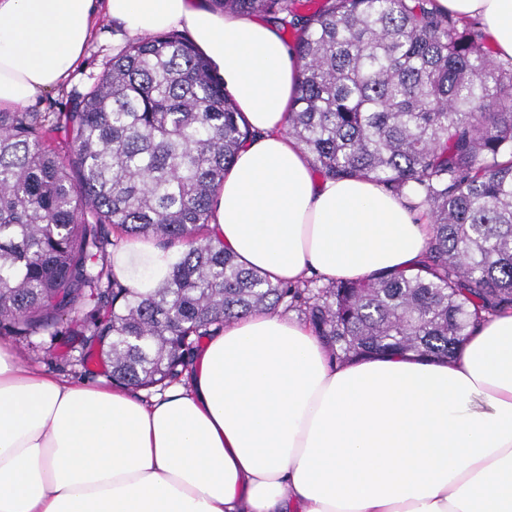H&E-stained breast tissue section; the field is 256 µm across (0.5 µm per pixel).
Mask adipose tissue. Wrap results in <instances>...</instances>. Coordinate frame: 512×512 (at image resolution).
<instances>
[{
	"instance_id": "1",
	"label": "adipose tissue",
	"mask_w": 512,
	"mask_h": 512,
	"mask_svg": "<svg viewBox=\"0 0 512 512\" xmlns=\"http://www.w3.org/2000/svg\"><path fill=\"white\" fill-rule=\"evenodd\" d=\"M437 3L512 57V0ZM102 12L134 39L188 32L253 131L209 224L242 266L293 282L414 272L431 226L409 200L317 178L287 135L299 63L273 23L210 0H0V110L63 86ZM179 254L127 241L112 272L155 288ZM0 512H512V310L448 363L338 362L304 321L255 312L152 400L28 367L0 340Z\"/></svg>"
}]
</instances>
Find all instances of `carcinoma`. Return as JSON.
Instances as JSON below:
<instances>
[{
    "mask_svg": "<svg viewBox=\"0 0 512 512\" xmlns=\"http://www.w3.org/2000/svg\"><path fill=\"white\" fill-rule=\"evenodd\" d=\"M211 2L290 32L288 134L322 178L371 177L424 209L417 271L292 284L242 267L208 224L251 132L191 39L160 33L51 119L0 112V335L69 336L131 388L168 385L201 338L263 310L296 314L338 361L451 358L512 308V57L436 0ZM151 238L184 251L140 292L112 246Z\"/></svg>",
    "mask_w": 512,
    "mask_h": 512,
    "instance_id": "cac0c4a2",
    "label": "carcinoma"
}]
</instances>
